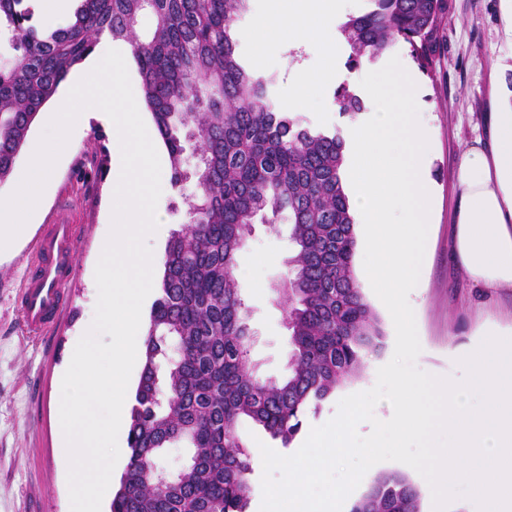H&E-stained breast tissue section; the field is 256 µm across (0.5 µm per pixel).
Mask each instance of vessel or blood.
<instances>
[{"label": "vessel or blood", "mask_w": 512, "mask_h": 512, "mask_svg": "<svg viewBox=\"0 0 512 512\" xmlns=\"http://www.w3.org/2000/svg\"><path fill=\"white\" fill-rule=\"evenodd\" d=\"M77 229L57 221L46 225L35 245V257L20 294V310L27 333L41 334L54 327L64 305L62 282L73 270Z\"/></svg>", "instance_id": "1"}]
</instances>
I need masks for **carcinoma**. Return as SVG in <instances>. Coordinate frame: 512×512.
I'll return each instance as SVG.
<instances>
[{
    "instance_id": "obj_1",
    "label": "carcinoma",
    "mask_w": 512,
    "mask_h": 512,
    "mask_svg": "<svg viewBox=\"0 0 512 512\" xmlns=\"http://www.w3.org/2000/svg\"><path fill=\"white\" fill-rule=\"evenodd\" d=\"M42 0H0V184L11 176L40 111L70 70L109 34L130 47L142 103L166 147L174 185L191 182L190 222L175 231L145 339L128 428L130 457L110 512H247L254 462L237 433L249 420L288 448L307 411L352 382L383 348L377 315L354 276L355 222L342 186L344 136L312 130L276 101L274 78L241 64L232 31L247 0H78L64 28L45 25ZM340 31L350 71L398 41L419 66L431 53L444 0H370ZM150 28L140 30L142 18ZM336 105L362 102L348 84ZM292 224L296 254L272 285L284 306L287 373L250 364L251 307L236 255L257 216ZM180 445L176 470L163 460ZM398 471L378 476L352 512H421Z\"/></svg>"
}]
</instances>
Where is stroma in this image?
Listing matches in <instances>:
<instances>
[{"label": "stroma", "instance_id": "35a3bbf8", "mask_svg": "<svg viewBox=\"0 0 512 512\" xmlns=\"http://www.w3.org/2000/svg\"><path fill=\"white\" fill-rule=\"evenodd\" d=\"M431 71H423L405 44H395L399 57L419 90V117L433 143L429 179L435 187V216L425 248L419 288L409 301L422 351L421 370L458 377L463 369L450 357L453 349L473 343L486 329L512 332V289L479 288L458 266L453 253V217L460 190L456 171L467 145L484 137L493 105L512 99L505 76L512 71V27L504 0H445ZM269 7L268 0H247L233 36L240 62L275 78V92L290 116L313 129H345L349 116L336 107L340 82L360 89L363 72H348V51L329 58L320 40L297 46L281 41L258 55L253 30ZM324 75L316 96L299 104L293 99L298 69ZM121 160L112 147L110 130L92 122L75 126L61 155L28 235L13 249L0 253V512H70L68 460L54 425L55 396L72 352L90 326L98 291L95 268L99 249L112 223L111 175ZM170 169L161 171L162 193L157 212L161 224L147 243L164 254L172 233L187 221L184 188L174 186ZM75 224L78 230L74 273L64 286L65 306L57 325L39 336L26 334L19 293L28 261L46 224ZM287 221L254 224L237 257L236 277L252 309L255 333L250 359L265 376L283 374L289 335L282 311L269 286L287 270L295 252ZM356 252L354 274L378 314L385 334L380 354L368 356L362 374L309 412L306 427L320 426L337 412L340 397L371 389L377 371L394 353L392 318L374 294Z\"/></svg>", "mask_w": 512, "mask_h": 512}]
</instances>
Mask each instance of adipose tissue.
Returning a JSON list of instances; mask_svg holds the SVG:
<instances>
[{"label":"adipose tissue","mask_w":512,"mask_h":512,"mask_svg":"<svg viewBox=\"0 0 512 512\" xmlns=\"http://www.w3.org/2000/svg\"><path fill=\"white\" fill-rule=\"evenodd\" d=\"M343 2L272 0L256 24L255 43L261 49L280 39L299 45L315 36L337 55L332 22ZM456 181L454 238L462 267L479 287L512 289V108L491 112L487 141L464 151Z\"/></svg>","instance_id":"ef3b65f1"}]
</instances>
